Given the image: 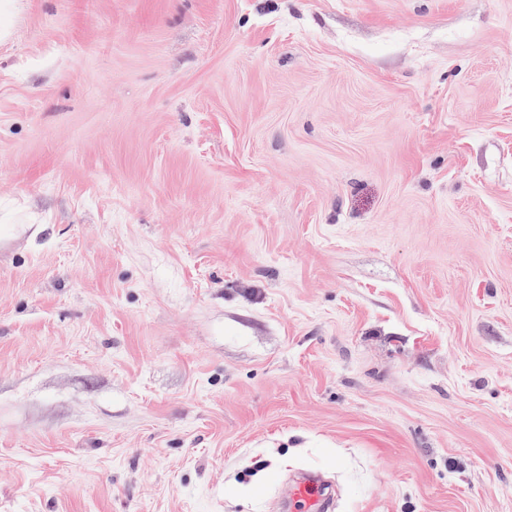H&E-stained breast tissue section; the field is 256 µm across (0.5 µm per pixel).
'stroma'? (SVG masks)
Segmentation results:
<instances>
[{"mask_svg":"<svg viewBox=\"0 0 512 512\" xmlns=\"http://www.w3.org/2000/svg\"><path fill=\"white\" fill-rule=\"evenodd\" d=\"M0 512H512V0H18ZM291 512H330L332 502L327 488L314 475L302 477L290 489Z\"/></svg>","mask_w":512,"mask_h":512,"instance_id":"35a3bbf8","label":"stroma"}]
</instances>
